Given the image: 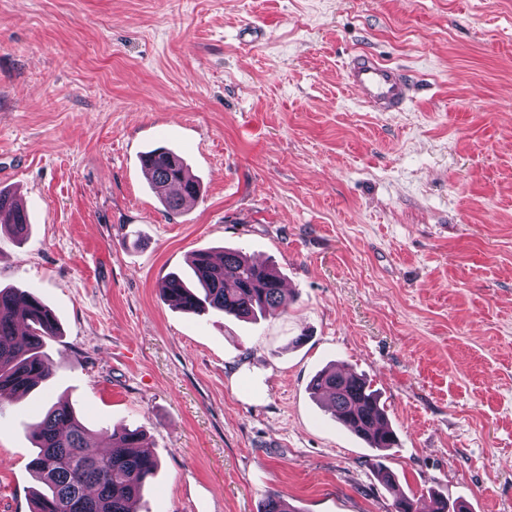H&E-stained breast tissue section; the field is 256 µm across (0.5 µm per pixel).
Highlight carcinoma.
Returning a JSON list of instances; mask_svg holds the SVG:
<instances>
[{
	"label": "carcinoma",
	"mask_w": 512,
	"mask_h": 512,
	"mask_svg": "<svg viewBox=\"0 0 512 512\" xmlns=\"http://www.w3.org/2000/svg\"><path fill=\"white\" fill-rule=\"evenodd\" d=\"M151 183L166 211L177 214L196 201L198 182L174 153L154 149L142 158ZM18 240L28 232L27 214L18 198L0 190V228ZM193 276L171 274L160 283L165 300L186 313L206 309L251 319L257 314L285 312L290 296L271 266L257 264L243 252L228 249L215 257L197 251ZM59 335L53 311L35 294L0 288V402L48 382L52 367L44 354L46 340ZM313 394L323 398L336 420L375 449L397 445L375 390L361 376L330 367L310 381ZM33 442L31 470L43 484L35 494L32 512H134L132 507L159 461L135 428H114L109 448L91 447L89 432L71 405L57 402L30 426ZM429 510L413 497L398 494L394 512H459L457 503L431 500Z\"/></svg>",
	"instance_id": "obj_1"
}]
</instances>
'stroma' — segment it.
Here are the masks:
<instances>
[{"label":"stroma","mask_w":512,"mask_h":512,"mask_svg":"<svg viewBox=\"0 0 512 512\" xmlns=\"http://www.w3.org/2000/svg\"><path fill=\"white\" fill-rule=\"evenodd\" d=\"M361 52L404 70L406 111L345 85ZM158 147L201 185L177 215L142 169ZM0 189L30 219L0 233V287L60 325L53 379L0 404V512H31L28 426L61 400L92 441L145 434L136 512H512V0H0ZM227 248L276 265L288 312L163 299ZM337 361L398 447L312 397ZM430 502L433 507L425 509L414 497H408L400 493L395 497L393 507L395 512H462L457 509V501L450 504L448 499L433 498Z\"/></svg>","instance_id":"stroma-1"}]
</instances>
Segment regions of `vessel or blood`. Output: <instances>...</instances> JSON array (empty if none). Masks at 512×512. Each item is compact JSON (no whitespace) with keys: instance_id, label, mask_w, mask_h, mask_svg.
<instances>
[{"instance_id":"1","label":"vessel or blood","mask_w":512,"mask_h":512,"mask_svg":"<svg viewBox=\"0 0 512 512\" xmlns=\"http://www.w3.org/2000/svg\"><path fill=\"white\" fill-rule=\"evenodd\" d=\"M344 81L375 112H400L408 102L409 88L401 73L368 55L353 57L344 70Z\"/></svg>"}]
</instances>
